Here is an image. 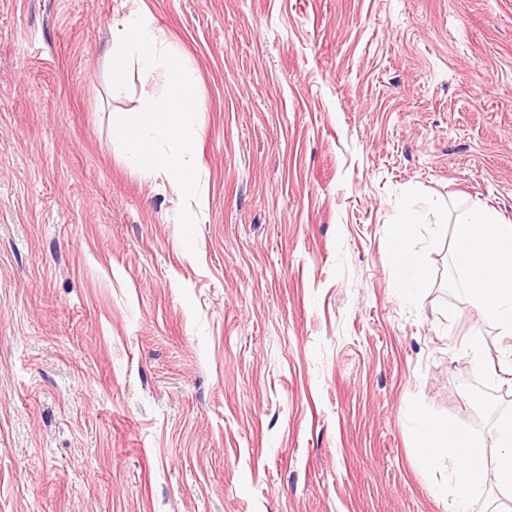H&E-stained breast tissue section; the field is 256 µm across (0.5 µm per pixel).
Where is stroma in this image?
<instances>
[{"label":"stroma","instance_id":"obj_1","mask_svg":"<svg viewBox=\"0 0 512 512\" xmlns=\"http://www.w3.org/2000/svg\"><path fill=\"white\" fill-rule=\"evenodd\" d=\"M140 6L199 77L192 253L110 135ZM413 188L512 222V0H0V512H452L410 430L493 446L512 338L448 246L397 293Z\"/></svg>","mask_w":512,"mask_h":512}]
</instances>
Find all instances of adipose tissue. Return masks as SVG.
<instances>
[{"label":"adipose tissue","instance_id":"1","mask_svg":"<svg viewBox=\"0 0 512 512\" xmlns=\"http://www.w3.org/2000/svg\"><path fill=\"white\" fill-rule=\"evenodd\" d=\"M457 427L445 423L416 420L410 437L424 467H446L448 486H455V495H448V486L438 487L439 497H452L454 512H468L469 502L483 495L487 485L504 491L512 490V416L503 418L497 429V454H490L483 445L458 444Z\"/></svg>","mask_w":512,"mask_h":512}]
</instances>
